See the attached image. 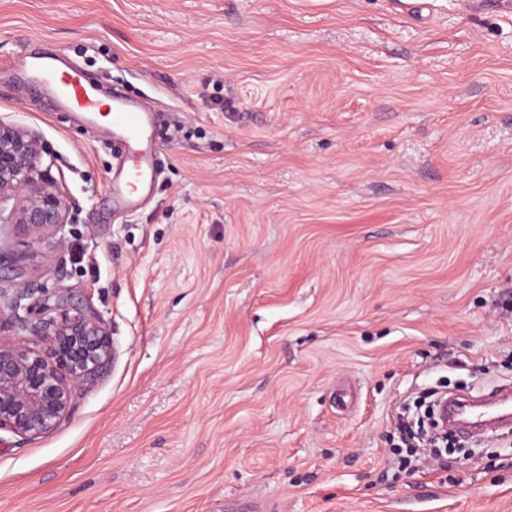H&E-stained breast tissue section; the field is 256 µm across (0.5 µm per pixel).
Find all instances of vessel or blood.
I'll use <instances>...</instances> for the list:
<instances>
[{
    "label": "vessel or blood",
    "mask_w": 512,
    "mask_h": 512,
    "mask_svg": "<svg viewBox=\"0 0 512 512\" xmlns=\"http://www.w3.org/2000/svg\"><path fill=\"white\" fill-rule=\"evenodd\" d=\"M18 81H37L49 94L58 111L68 113L72 122L96 127L103 104L98 86L79 70L65 64L62 56H32L17 73ZM112 122L107 128L109 141L124 149L130 162L118 195L135 197L144 176L154 163L151 109L134 104L120 95L112 97ZM440 413L448 425L464 432H479L512 421V394L491 391L477 396L453 397L442 401Z\"/></svg>",
    "instance_id": "b4317fda"
}]
</instances>
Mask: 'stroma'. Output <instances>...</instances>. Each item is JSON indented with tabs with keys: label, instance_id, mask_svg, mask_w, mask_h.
Segmentation results:
<instances>
[{
	"label": "stroma",
	"instance_id": "1",
	"mask_svg": "<svg viewBox=\"0 0 512 512\" xmlns=\"http://www.w3.org/2000/svg\"><path fill=\"white\" fill-rule=\"evenodd\" d=\"M62 51L151 99L148 202L115 151L0 80L69 203L0 235V302L69 293L112 361L0 512H512V432L398 471L434 390L512 384V7L502 0H0V69Z\"/></svg>",
	"mask_w": 512,
	"mask_h": 512
}]
</instances>
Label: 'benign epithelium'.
I'll return each instance as SVG.
<instances>
[{"label":"benign epithelium","instance_id":"obj_1","mask_svg":"<svg viewBox=\"0 0 512 512\" xmlns=\"http://www.w3.org/2000/svg\"><path fill=\"white\" fill-rule=\"evenodd\" d=\"M40 159L36 133L0 121V223L38 240L67 223L68 212L65 197L36 178ZM32 336L25 344L0 340V431L27 438L54 428L73 392L98 380L112 357L104 320L64 297L32 324Z\"/></svg>","mask_w":512,"mask_h":512}]
</instances>
